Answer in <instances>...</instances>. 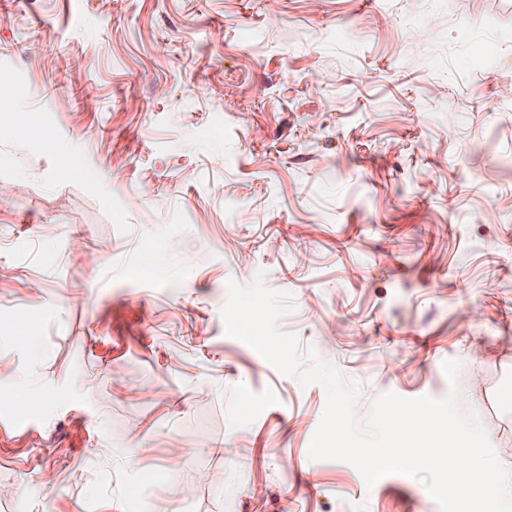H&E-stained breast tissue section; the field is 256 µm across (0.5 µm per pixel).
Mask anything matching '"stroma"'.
Masks as SVG:
<instances>
[{"mask_svg":"<svg viewBox=\"0 0 512 512\" xmlns=\"http://www.w3.org/2000/svg\"><path fill=\"white\" fill-rule=\"evenodd\" d=\"M0 86V512H439L309 459L325 388L224 332L260 270L357 418L512 469V0H0Z\"/></svg>","mask_w":512,"mask_h":512,"instance_id":"1","label":"stroma"}]
</instances>
